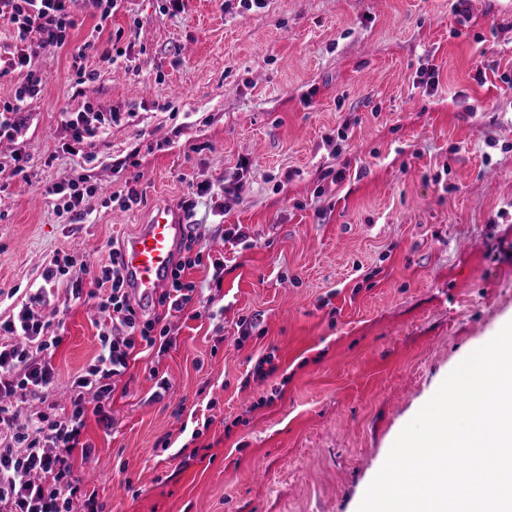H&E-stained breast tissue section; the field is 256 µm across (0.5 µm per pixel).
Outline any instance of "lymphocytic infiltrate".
Wrapping results in <instances>:
<instances>
[{"label":"lymphocytic infiltrate","mask_w":512,"mask_h":512,"mask_svg":"<svg viewBox=\"0 0 512 512\" xmlns=\"http://www.w3.org/2000/svg\"><path fill=\"white\" fill-rule=\"evenodd\" d=\"M124 0H0V22L9 26L10 44L0 46V69L21 74L13 100L0 103V139L13 138L26 124L22 112L26 99L37 96L44 83L38 50L47 44L67 46L75 25L76 7L93 9L99 25H106ZM111 118L84 103L67 113L70 152H78L84 138L101 134ZM194 234H187L184 250L174 264L168 288L159 302L169 310L192 309L202 317L207 306H193L195 283L184 281L185 270L211 262L221 269L219 259H206L194 251ZM91 292L99 312L110 327L99 335L100 351L71 381L70 407L58 410L50 400L58 381L51 358L62 338L50 322L35 318L32 308L46 305L50 295L39 288L17 315L0 320V512H102L96 493L84 491L72 476L74 454L90 457L91 442L83 440L87 411H94L104 427H111L110 400L116 381L129 366L135 350L167 352L173 345L169 327L140 313L125 286L117 261L101 266ZM95 407H88V399ZM39 401L43 410L24 414L21 405Z\"/></svg>","instance_id":"lymphocytic-infiltrate-1"}]
</instances>
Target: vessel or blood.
<instances>
[{"label": "vessel or blood", "mask_w": 512, "mask_h": 512, "mask_svg": "<svg viewBox=\"0 0 512 512\" xmlns=\"http://www.w3.org/2000/svg\"><path fill=\"white\" fill-rule=\"evenodd\" d=\"M187 217L173 204L162 203L149 221L139 225L121 250L120 260L129 287L141 302L152 301L169 286L176 249Z\"/></svg>", "instance_id": "1"}]
</instances>
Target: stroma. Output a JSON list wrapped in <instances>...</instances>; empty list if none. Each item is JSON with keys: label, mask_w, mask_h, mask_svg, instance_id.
I'll return each mask as SVG.
<instances>
[{"label": "stroma", "mask_w": 512, "mask_h": 512, "mask_svg": "<svg viewBox=\"0 0 512 512\" xmlns=\"http://www.w3.org/2000/svg\"><path fill=\"white\" fill-rule=\"evenodd\" d=\"M163 5L129 0L98 35L79 14L68 46L41 49L42 92L0 152L29 159L27 177L0 183V320L47 287L35 315L63 338L52 362L67 382L102 330L74 282L95 290L155 202L232 189L223 219L206 196L193 218L224 261L217 282L184 274L209 316L144 305L176 343L131 360L111 428L87 414L100 467L78 458L74 474L104 512H358L404 426L512 321V0H467L462 24L456 0ZM90 39L98 78L83 98L71 57ZM132 40L136 66L102 60ZM428 66L432 96L413 83ZM87 98L119 117L72 155L64 114ZM81 177L98 191L73 222L51 189ZM131 188L139 204L110 202ZM226 224L247 242L225 243ZM66 254L84 261L80 280L44 283ZM268 354L277 371L251 380Z\"/></svg>", "instance_id": "obj_1"}]
</instances>
